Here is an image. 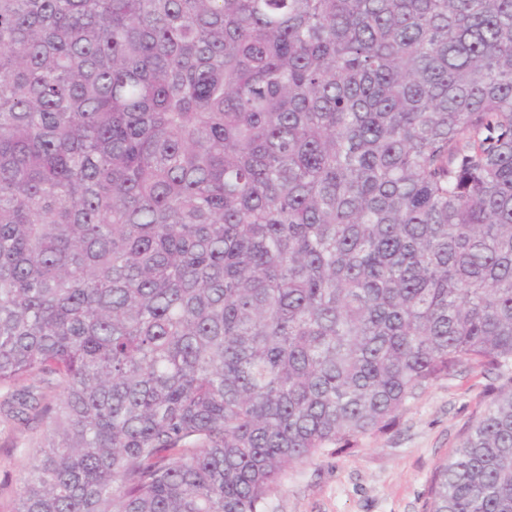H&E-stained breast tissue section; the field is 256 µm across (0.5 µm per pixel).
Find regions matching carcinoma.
<instances>
[{
  "label": "carcinoma",
  "instance_id": "1",
  "mask_svg": "<svg viewBox=\"0 0 512 512\" xmlns=\"http://www.w3.org/2000/svg\"><path fill=\"white\" fill-rule=\"evenodd\" d=\"M464 364L512 370V0H0L13 512H267ZM429 512H512V384ZM49 420L23 425L0 417V512H12L29 458L27 449L47 434Z\"/></svg>",
  "mask_w": 512,
  "mask_h": 512
}]
</instances>
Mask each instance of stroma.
I'll use <instances>...</instances> for the list:
<instances>
[{
    "mask_svg": "<svg viewBox=\"0 0 512 512\" xmlns=\"http://www.w3.org/2000/svg\"><path fill=\"white\" fill-rule=\"evenodd\" d=\"M502 382L471 366L435 381L384 431L289 469L269 512H426L437 465ZM49 428L45 419L23 425L0 417V512H12L27 450Z\"/></svg>",
    "mask_w": 512,
    "mask_h": 512,
    "instance_id": "obj_1",
    "label": "stroma"
}]
</instances>
